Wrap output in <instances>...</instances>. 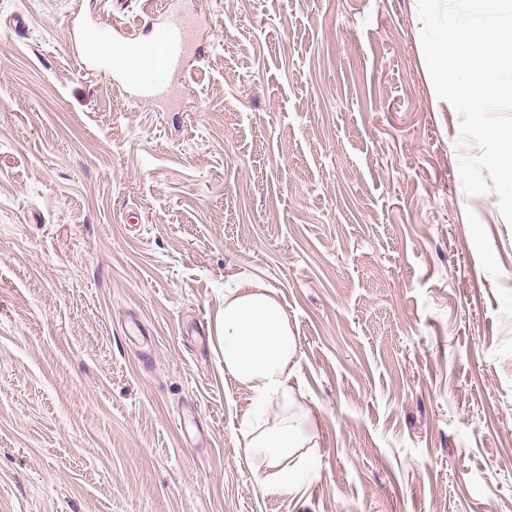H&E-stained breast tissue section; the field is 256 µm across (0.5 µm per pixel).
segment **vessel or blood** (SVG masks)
Returning a JSON list of instances; mask_svg holds the SVG:
<instances>
[{
	"label": "vessel or blood",
	"mask_w": 512,
	"mask_h": 512,
	"mask_svg": "<svg viewBox=\"0 0 512 512\" xmlns=\"http://www.w3.org/2000/svg\"><path fill=\"white\" fill-rule=\"evenodd\" d=\"M194 19L183 9L167 8L156 43L142 47L133 42L113 43V72L136 99L158 107L169 103V77L184 75L199 48L193 40Z\"/></svg>",
	"instance_id": "vessel-or-blood-1"
}]
</instances>
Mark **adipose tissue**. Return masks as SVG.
<instances>
[{"label": "adipose tissue", "instance_id": "1", "mask_svg": "<svg viewBox=\"0 0 512 512\" xmlns=\"http://www.w3.org/2000/svg\"><path fill=\"white\" fill-rule=\"evenodd\" d=\"M212 339L225 372L253 397L243 436L247 459L262 463L257 481L276 494L291 495L313 454L316 425L292 384L298 341L286 312L268 289L225 286Z\"/></svg>", "mask_w": 512, "mask_h": 512}]
</instances>
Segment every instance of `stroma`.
Here are the masks:
<instances>
[{
  "label": "stroma",
  "instance_id": "35a3bbf8",
  "mask_svg": "<svg viewBox=\"0 0 512 512\" xmlns=\"http://www.w3.org/2000/svg\"><path fill=\"white\" fill-rule=\"evenodd\" d=\"M183 7L160 112L71 40L153 43L141 0H0V512H512V225L464 192L416 0ZM228 282L298 338L290 496L208 341Z\"/></svg>",
  "mask_w": 512,
  "mask_h": 512
}]
</instances>
